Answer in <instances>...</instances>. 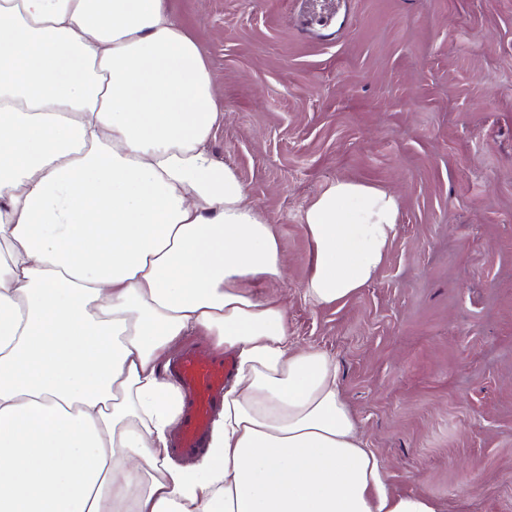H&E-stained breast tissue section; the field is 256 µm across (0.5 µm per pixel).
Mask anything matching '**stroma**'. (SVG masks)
<instances>
[{"mask_svg": "<svg viewBox=\"0 0 512 512\" xmlns=\"http://www.w3.org/2000/svg\"><path fill=\"white\" fill-rule=\"evenodd\" d=\"M224 122L213 157L273 224L297 345L339 369L392 493L512 512V0H167ZM396 192L375 279L304 293L309 203L336 180Z\"/></svg>", "mask_w": 512, "mask_h": 512, "instance_id": "stroma-1", "label": "stroma"}]
</instances>
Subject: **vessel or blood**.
<instances>
[{
    "label": "vessel or blood",
    "mask_w": 512,
    "mask_h": 512,
    "mask_svg": "<svg viewBox=\"0 0 512 512\" xmlns=\"http://www.w3.org/2000/svg\"><path fill=\"white\" fill-rule=\"evenodd\" d=\"M233 371L231 359L196 345L186 347L170 363L169 373L184 394L176 452L193 455L205 447L211 416L223 401Z\"/></svg>",
    "instance_id": "obj_1"
}]
</instances>
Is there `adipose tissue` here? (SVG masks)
Segmentation results:
<instances>
[{
    "instance_id": "adipose-tissue-1",
    "label": "adipose tissue",
    "mask_w": 512,
    "mask_h": 512,
    "mask_svg": "<svg viewBox=\"0 0 512 512\" xmlns=\"http://www.w3.org/2000/svg\"><path fill=\"white\" fill-rule=\"evenodd\" d=\"M223 120L166 0H0V512H436L387 490L336 364L257 293L288 257L208 150ZM400 207L344 179L317 196L305 295L368 285ZM198 333L235 375L181 462L164 360Z\"/></svg>"
}]
</instances>
